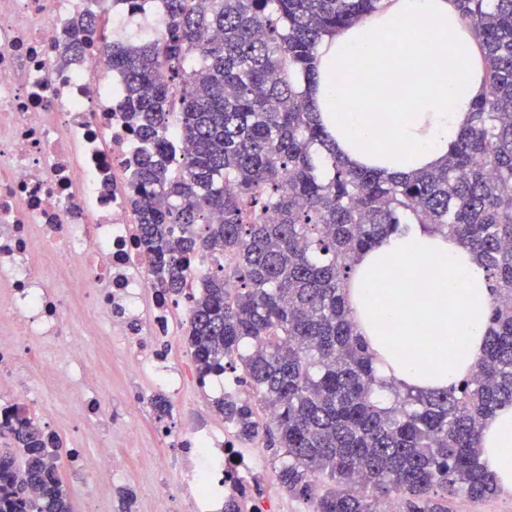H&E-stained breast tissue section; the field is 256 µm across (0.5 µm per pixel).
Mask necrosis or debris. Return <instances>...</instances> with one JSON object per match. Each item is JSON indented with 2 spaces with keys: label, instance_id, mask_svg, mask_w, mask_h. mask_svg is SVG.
Segmentation results:
<instances>
[{
  "label": "necrosis or debris",
  "instance_id": "necrosis-or-debris-1",
  "mask_svg": "<svg viewBox=\"0 0 512 512\" xmlns=\"http://www.w3.org/2000/svg\"><path fill=\"white\" fill-rule=\"evenodd\" d=\"M138 2L134 12L127 0H0V377L32 376L96 413L82 345L89 336L107 347L122 341L131 377L149 376L173 400L161 435L176 450L189 512H224L232 499L240 512H275L271 491L255 479L273 463L259 444L241 446L223 418L205 412L206 382L192 355L172 352L191 301L159 288L141 251L127 191L139 143L119 109L101 38L86 41L74 61H60L63 32L88 10L105 8L111 29L143 17L161 37L162 0ZM45 256L82 288L95 318L39 275ZM190 383L198 400L187 406ZM122 469L109 445L76 464L80 477L107 492Z\"/></svg>",
  "mask_w": 512,
  "mask_h": 512
}]
</instances>
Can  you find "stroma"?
<instances>
[{"instance_id":"1","label":"stroma","mask_w":512,"mask_h":512,"mask_svg":"<svg viewBox=\"0 0 512 512\" xmlns=\"http://www.w3.org/2000/svg\"><path fill=\"white\" fill-rule=\"evenodd\" d=\"M87 359L98 368L95 389L105 409L121 413L123 419L114 425L111 435L100 439H86L74 417V406L67 394L44 388L36 379H10L6 389L25 388L36 401V407L63 442L59 450V470L67 476L73 456L101 444L119 448L127 463L123 488L133 492L135 499H143L148 491L164 494L170 512H183L176 485L174 457L157 431L155 415L146 411H129L132 379L125 364L130 351L124 345L105 349L97 338H89L85 346Z\"/></svg>"}]
</instances>
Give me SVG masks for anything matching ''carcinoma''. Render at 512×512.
<instances>
[{
  "label": "carcinoma",
  "instance_id": "carcinoma-1",
  "mask_svg": "<svg viewBox=\"0 0 512 512\" xmlns=\"http://www.w3.org/2000/svg\"><path fill=\"white\" fill-rule=\"evenodd\" d=\"M165 34L112 41L107 64L137 125L131 188L140 242L170 295L199 255L232 265L202 280L187 324L201 374L243 373L274 407L264 442L277 482L312 512H448L497 491L479 461L483 422L512 404V0H457L487 92L447 163L414 176L353 169L327 142L308 89L322 38L381 0H163ZM100 16L76 29L98 33ZM216 27L217 40L201 31ZM190 150L178 167L171 119ZM231 183L233 190L224 189ZM403 224L467 243L489 273L490 324L471 375L384 401L347 291L357 253ZM246 439L247 402L217 401ZM0 449V512H73L57 450L20 424Z\"/></svg>",
  "mask_w": 512,
  "mask_h": 512
}]
</instances>
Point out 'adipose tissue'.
Returning <instances> with one entry per match:
<instances>
[{"instance_id": "ef3b65f1", "label": "adipose tissue", "mask_w": 512, "mask_h": 512, "mask_svg": "<svg viewBox=\"0 0 512 512\" xmlns=\"http://www.w3.org/2000/svg\"><path fill=\"white\" fill-rule=\"evenodd\" d=\"M487 92L472 29L455 0H384L324 36L312 87L337 157L352 168L411 176L441 167ZM355 329L379 381L431 393L466 377L481 356L492 293L486 268L458 238L414 224L382 236L353 262ZM421 336H446L435 353ZM481 462L512 492V405L488 418Z\"/></svg>"}]
</instances>
